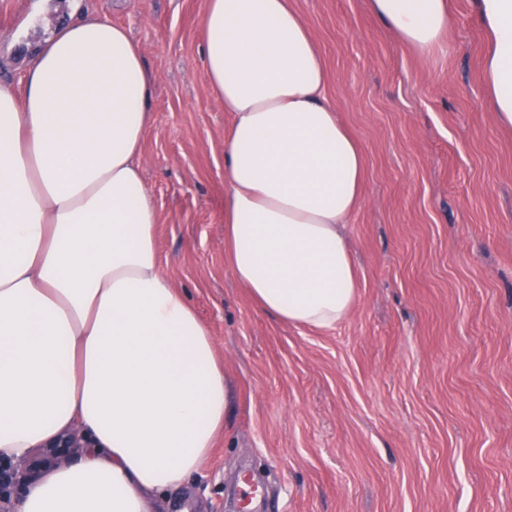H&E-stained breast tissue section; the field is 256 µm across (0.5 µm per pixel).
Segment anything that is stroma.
<instances>
[{"mask_svg":"<svg viewBox=\"0 0 512 512\" xmlns=\"http://www.w3.org/2000/svg\"><path fill=\"white\" fill-rule=\"evenodd\" d=\"M207 0H82L125 27L153 76L140 159L162 268L209 326L230 381L202 472L155 512H512V131L487 108L475 0H449L442 47L409 50L369 0H291L326 95L360 141L346 226L358 304L330 330L257 307L224 261L231 116L199 54ZM69 0L0 11V81L20 84Z\"/></svg>","mask_w":512,"mask_h":512,"instance_id":"35a3bbf8","label":"stroma"}]
</instances>
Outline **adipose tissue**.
Listing matches in <instances>:
<instances>
[{"mask_svg":"<svg viewBox=\"0 0 512 512\" xmlns=\"http://www.w3.org/2000/svg\"><path fill=\"white\" fill-rule=\"evenodd\" d=\"M414 52L441 47L447 0H370ZM488 106L512 128V0H478ZM224 140V258L279 321L332 329L358 302L345 226L359 142L325 94L290 0H207L200 44ZM0 82V461L72 425L92 446L25 485L16 512H153L224 430L208 326L159 258L140 164L152 76L128 31L82 16Z\"/></svg>","mask_w":512,"mask_h":512,"instance_id":"1","label":"adipose tissue"}]
</instances>
